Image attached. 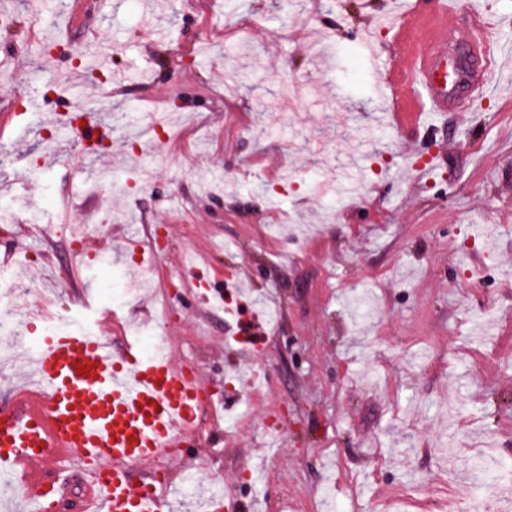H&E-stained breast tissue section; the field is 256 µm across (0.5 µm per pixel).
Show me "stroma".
I'll use <instances>...</instances> for the list:
<instances>
[{"label":"stroma","mask_w":512,"mask_h":512,"mask_svg":"<svg viewBox=\"0 0 512 512\" xmlns=\"http://www.w3.org/2000/svg\"><path fill=\"white\" fill-rule=\"evenodd\" d=\"M449 21L465 29L470 5L498 27L500 75L512 77V0H457ZM64 0L34 28L25 0H0L21 30H0V203L18 214L0 223V255L28 278L31 252H55L72 279L91 282L80 302L67 288L51 314L100 321L111 291L129 279L126 257L108 248L112 225L141 240L156 227L157 256H145L143 293L171 297L166 324L177 359L201 369L222 418L174 449L175 480L205 461L231 483L233 512H443L480 489L467 464L484 442L512 481V104L498 83L480 113L468 106L436 119L424 142L385 124L383 80L408 57L379 60L361 75L367 45L388 47L375 15L414 0H305L299 24L282 23L281 0ZM32 19V18H31ZM163 28L151 43L148 25ZM77 47L121 44L112 69L122 85L89 75L93 58L29 47L31 34ZM258 56L252 92L230 88L241 51ZM75 72L44 97L33 75ZM297 86L303 108L281 104ZM164 113L171 136L135 151H67L53 170L42 118L72 111ZM146 157L154 179L125 182ZM432 159L428 180L417 160ZM106 171L114 185L92 191L84 176ZM287 193L270 192L269 184ZM207 254L203 286L187 294L189 256ZM238 266L264 343L256 354L267 390L231 374L242 349L231 334L224 279ZM452 447L459 463L446 462Z\"/></svg>","instance_id":"stroma-1"}]
</instances>
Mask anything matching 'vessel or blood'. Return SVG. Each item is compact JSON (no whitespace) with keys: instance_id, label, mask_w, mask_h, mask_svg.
<instances>
[{"instance_id":"vessel-or-blood-1","label":"vessel or blood","mask_w":512,"mask_h":512,"mask_svg":"<svg viewBox=\"0 0 512 512\" xmlns=\"http://www.w3.org/2000/svg\"><path fill=\"white\" fill-rule=\"evenodd\" d=\"M377 21L394 31L393 54L411 57L409 70L389 84L396 128L426 138L434 125L419 123L420 113L450 111L466 91L488 87L494 66L485 11L471 9L466 35L449 25L447 7L431 12L424 0L394 21L382 15ZM80 118L86 126L77 140L88 150L106 128L94 113ZM84 365L90 374H77ZM32 370L33 398L0 400V465L18 473L27 501L41 508L47 497L70 493L67 478L51 475V454L59 449L67 467L78 471L83 504L98 502L97 512H165L152 483H133L131 471L168 458L192 435L203 374L175 362L165 343L146 355L133 340L117 354L88 331L43 336Z\"/></svg>"}]
</instances>
